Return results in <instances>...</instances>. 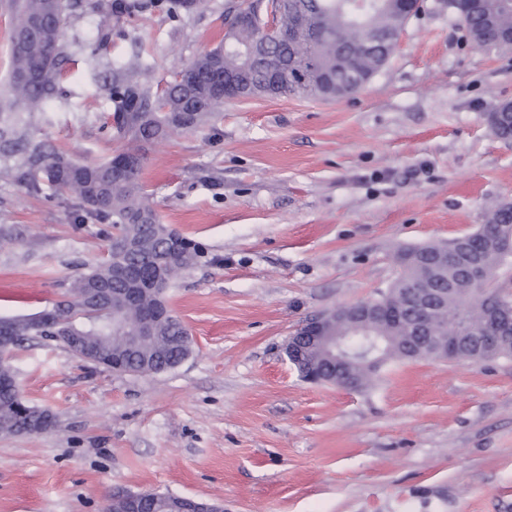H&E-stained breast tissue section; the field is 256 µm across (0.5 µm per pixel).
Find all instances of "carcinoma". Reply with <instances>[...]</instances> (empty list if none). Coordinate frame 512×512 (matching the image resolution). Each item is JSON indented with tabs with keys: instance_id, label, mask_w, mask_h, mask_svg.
Segmentation results:
<instances>
[{
	"instance_id": "1",
	"label": "carcinoma",
	"mask_w": 512,
	"mask_h": 512,
	"mask_svg": "<svg viewBox=\"0 0 512 512\" xmlns=\"http://www.w3.org/2000/svg\"><path fill=\"white\" fill-rule=\"evenodd\" d=\"M448 9L462 21L481 49L497 46L499 29L512 26V0H448ZM116 10L117 6L112 4L103 6V19L97 30L99 39L106 41L111 37L112 13ZM251 13L255 17L251 26L232 23L224 37L227 44L201 54L184 68L195 78L191 91L181 79L184 71L176 72L154 94L146 63L134 57L122 65L129 79H115L110 100L114 104L116 133L126 145L111 159L88 164L62 156L44 157L35 146L20 165L0 170L1 176L24 180L36 192L47 187L69 195L86 208L90 218L112 229L106 256L85 265L84 271L63 292L62 300L39 312L42 327L25 316L0 317L13 345L58 333L77 337L71 354L80 359L89 356L94 364L111 370L153 375L181 364L192 353L191 337L177 316L155 312L156 298L148 287L139 289L136 302L119 314L112 307V298H96L95 288L112 285L116 268L135 266L145 283L151 280L156 267L166 262L165 239L153 228L160 219L139 181L144 146L174 133L196 130L214 118L224 106V99L209 95L206 82L218 69L226 73L243 72L245 60L238 51L243 45L265 38L271 51L285 57L304 74V79L290 80L275 89L268 82L265 67L257 65L248 71V94L332 100L356 91L349 82L347 64H352L363 77L375 75L387 64L406 23L400 0H369L362 8L355 0H284L278 28L271 35L263 32L264 20L258 17V8H252ZM41 16L47 17V23L33 28V21ZM65 26L63 0H10V35H26L28 45L21 52L10 50L13 78L8 83L6 102L24 112L29 123L42 116L40 110L47 97L60 83L59 57ZM367 33L376 39L375 52L352 57L355 45ZM17 74H28L33 80L19 81L15 78ZM122 157L134 158L136 162L123 174L115 175L113 166ZM507 232L512 234V204L501 203L488 213L485 224L462 235L465 245L446 264L435 260L441 251L439 243L401 249L396 257L398 275L390 288L378 295L379 302L384 306L402 304L409 314L416 303L411 285L425 281L428 287L448 293V309L463 306L474 325L491 327L490 300L512 297L490 282L499 269L512 262V256L505 257L503 251V236ZM127 237L143 240L140 253L128 255L120 251V244ZM202 254V247L188 242L171 267L170 281L197 265ZM474 263L486 271L488 279L484 290L477 294L469 293L468 269ZM353 316L352 308L331 313L326 319L325 335L305 341L303 359L295 364L300 375L314 373L327 383L343 385V374L336 373V364L330 360L325 343L330 336L347 334L348 321ZM116 317L130 325L147 323L149 335L138 346H129L124 335L112 330V319ZM462 347L467 357L476 361L512 356V337L489 349L478 337L471 336L462 340ZM381 349L387 362L426 357L421 350L406 345L402 321L382 325ZM379 371L378 367H364L361 361L351 362L345 368V372L359 376V389L370 384ZM52 426L53 422L23 402L13 381L11 360H0V434H38ZM178 508L174 500L150 495L140 504V512H174Z\"/></svg>"
}]
</instances>
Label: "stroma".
<instances>
[{"label":"stroma","instance_id":"1","mask_svg":"<svg viewBox=\"0 0 512 512\" xmlns=\"http://www.w3.org/2000/svg\"><path fill=\"white\" fill-rule=\"evenodd\" d=\"M64 0L63 79L34 127L10 111L0 168L28 142L80 163L124 146L108 87L140 56L163 86L222 43L243 0ZM512 48L480 49L448 0H423L385 67L336 101H225L209 125L151 143L140 181L162 223L205 248L168 290L193 351L175 369L117 374L51 341L15 350L24 399L54 426L0 435V512H103L147 490L224 512H512V357L385 365L352 390L300 378L284 353L311 319L372 298L399 247L473 232L512 203ZM0 316L49 308L101 258V224L71 198L0 178Z\"/></svg>","mask_w":512,"mask_h":512}]
</instances>
